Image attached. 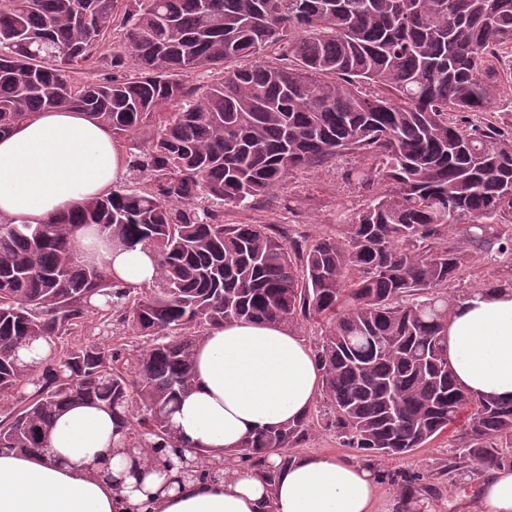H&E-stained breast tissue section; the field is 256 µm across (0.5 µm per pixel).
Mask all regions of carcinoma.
Instances as JSON below:
<instances>
[{"instance_id": "cac0c4a2", "label": "carcinoma", "mask_w": 512, "mask_h": 512, "mask_svg": "<svg viewBox=\"0 0 512 512\" xmlns=\"http://www.w3.org/2000/svg\"><path fill=\"white\" fill-rule=\"evenodd\" d=\"M0 0V133L41 110L85 111L128 142V178L39 225L0 223V449L46 448L59 413L101 404L125 439L170 449L197 346L231 321L329 325L314 344L322 428L370 461L425 446L470 409L459 458L512 468V402L455 386L444 290L468 257L512 259V0ZM104 59L117 75L77 83ZM201 71L210 83L185 76ZM356 152L372 199L337 235L227 222L291 174ZM157 256L149 290L81 255L75 228ZM36 341L47 355L27 362ZM314 414L245 439L227 460L265 483L307 443ZM280 458L275 465L268 454ZM378 477L411 496L415 473Z\"/></svg>"}]
</instances>
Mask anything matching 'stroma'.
I'll use <instances>...</instances> for the list:
<instances>
[{
	"label": "stroma",
	"instance_id": "35a3bbf8",
	"mask_svg": "<svg viewBox=\"0 0 512 512\" xmlns=\"http://www.w3.org/2000/svg\"><path fill=\"white\" fill-rule=\"evenodd\" d=\"M365 163L360 155L345 154L329 167L294 172L287 185L264 202L247 211L226 212L224 218L229 222L257 220L286 229L293 236L304 234L315 238L336 234L369 199L367 191L348 184L345 179L347 170ZM448 238L469 256L467 271L448 290L449 299L461 298L490 281L512 280V265L490 266L483 253L472 249L463 225H450ZM455 426V431L437 436L408 456L377 462L376 467L381 471L423 475L427 490L417 497L407 498L396 485L380 481L375 512H482V490L488 471L471 475L448 470L462 445L456 431L463 428L464 423L459 420Z\"/></svg>",
	"mask_w": 512,
	"mask_h": 512
}]
</instances>
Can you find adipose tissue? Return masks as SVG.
Listing matches in <instances>:
<instances>
[{
	"label": "adipose tissue",
	"instance_id": "ef3b65f1",
	"mask_svg": "<svg viewBox=\"0 0 512 512\" xmlns=\"http://www.w3.org/2000/svg\"><path fill=\"white\" fill-rule=\"evenodd\" d=\"M127 172L111 129L90 114L31 113L0 134V223H44L91 197L109 194ZM109 272L131 288L152 286L149 248L104 250ZM458 390L512 399V284L476 289L454 302L444 332ZM194 381L173 416L178 439L213 461L257 432L305 416L321 387L306 341L288 326L235 321L212 330L194 358ZM119 422L94 404L56 420L48 448L0 453V512H373L376 479L360 465L305 454L274 485L225 466L216 476L180 481L159 475L150 450L120 448Z\"/></svg>",
	"mask_w": 512,
	"mask_h": 512
}]
</instances>
